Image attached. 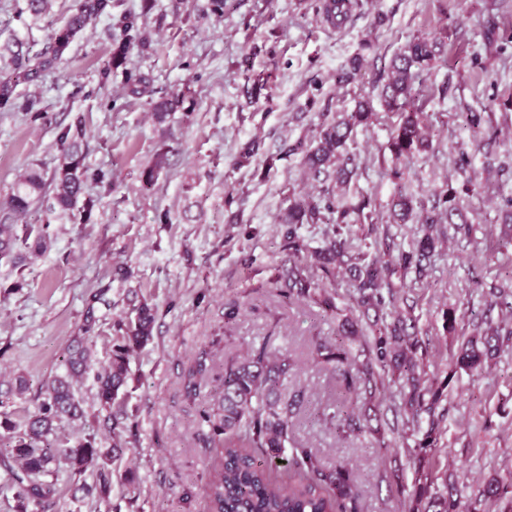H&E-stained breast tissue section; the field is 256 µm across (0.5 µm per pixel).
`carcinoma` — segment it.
Here are the masks:
<instances>
[{"mask_svg": "<svg viewBox=\"0 0 512 512\" xmlns=\"http://www.w3.org/2000/svg\"><path fill=\"white\" fill-rule=\"evenodd\" d=\"M355 3L352 0H323L322 14L332 23L342 24ZM102 17L112 18V0H77L66 22L56 29L41 50L33 53L27 44L15 38L0 48V61L6 72L0 75V109L17 99L16 87L21 83H38L50 74L86 26ZM122 38L112 47L109 60L99 71L101 82L116 75L131 96L146 92V79L127 67V54L134 42L146 46L139 16L122 14L116 21ZM444 52V43L435 38L415 37L391 59L382 99L385 110L399 116L390 128L389 150L392 173L397 166L415 155L434 150L424 112L425 100L419 86L436 56ZM361 55L352 57L336 73V82H354L364 68ZM178 91L154 104L159 120L177 110L185 101ZM374 115L370 97L356 102L350 112L322 119L308 142L284 144L282 150L301 154V163L309 175L326 184L322 194L307 200L295 195L285 197L279 216L288 250V268L276 282L278 295L289 301L327 303L325 280L336 268L353 272L354 315L337 326L336 336L320 340L313 346L322 368L339 381L335 400L321 412L320 419L331 427L338 440L369 435L370 444L386 446L384 419L371 425V414L381 406V393L386 384L399 388L401 403L396 411L402 429L418 431L426 428L417 443L420 454L437 457L442 424L449 408L442 405V394L426 387L423 367L417 357L421 341L413 332L414 305L401 293L404 285L392 277L400 270L412 271L414 281L427 276L426 260L437 248L443 222L455 224L456 232L469 233L468 220L456 195L436 191L428 203L417 200L409 188L398 185L393 196L388 222L408 224L421 212L420 231L404 249L383 231L374 237L370 248L353 244L351 224H369L378 232L370 198L351 196L346 187L359 176L360 163L351 151L355 129L368 123ZM60 152L58 164L50 179L32 169L12 187L5 205L7 216L25 213L33 201L47 200L44 224L18 225L0 223V259L10 258L19 247L44 253L51 244L52 221L71 215L82 224L92 223L97 199L84 192L89 182L102 184L106 175L92 171L84 163L80 126L62 128L57 134ZM326 221L329 229L317 245L301 233L305 224ZM111 288L91 291L85 301L80 335L73 338L64 357V372L47 381L40 394L37 412L17 420L10 412H0V436L11 442L10 451L0 455V472L5 484L22 489L16 498L15 512H31L29 504L41 501L51 509L57 489L55 464L64 463L72 475L82 476L94 467L97 480L82 483L77 490L87 496L107 499L112 490L111 461L122 455V434L128 430L129 415L122 404L130 379L131 363L138 351L153 340L157 309L146 300L133 306L132 314L113 321L112 346L107 360L95 376L96 401L106 412L105 423L112 431V447L97 446L95 438L77 437L60 440L58 424L75 423L84 418V409L74 392V380L92 366L95 357L93 334L103 319L102 310L112 309ZM374 315H369V312ZM486 329L481 337L463 340L453 364L465 372L475 371L495 358L503 346L512 344V327L483 320ZM209 352H200L196 364L186 375L188 396L197 395V378L207 372ZM297 362L286 350L274 349L266 336L257 346L242 355L224 361L218 375L220 391L212 403L201 407L199 416L208 427L204 436L207 447L215 449V461L209 471L207 497L209 512H359L358 495L353 490L351 468L340 463L327 467L318 453L297 437L300 414L308 403V392L301 388L292 392L284 388ZM287 462L289 481L276 475L278 461ZM433 468L419 469L414 480V493L425 502L424 512H461V501L455 486L443 494L431 493ZM512 492V483L489 480L481 490L487 502Z\"/></svg>", "mask_w": 512, "mask_h": 512, "instance_id": "1", "label": "carcinoma"}]
</instances>
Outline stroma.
I'll return each instance as SVG.
<instances>
[{"mask_svg":"<svg viewBox=\"0 0 512 512\" xmlns=\"http://www.w3.org/2000/svg\"><path fill=\"white\" fill-rule=\"evenodd\" d=\"M316 2L226 0L218 17L210 0H113V15L133 12L143 24L148 44L131 45L127 65L147 77L149 98L129 96L117 78L101 84L98 70L121 38L101 18L73 42L53 73L19 86L31 111L0 109V202L25 170L53 172L61 126L81 124L85 165L112 177L111 189L85 187L99 199L93 223L54 221L45 253L0 260V387L20 378L27 383L23 395L12 396L9 411L35 410L41 386L61 369L90 291L112 288V310L94 333L101 362L112 344L113 319L129 313L135 297L158 307L154 338L127 386L128 448L111 465V499H74L75 484L63 466L59 512H208L213 454L199 439L197 411L214 395L215 369L266 334L300 357L295 384L311 390L314 411L322 410L332 383L311 357L310 340L335 335L350 306L352 276L336 270L330 304L279 302L273 281L288 257L277 222L283 199L320 190L299 156L280 148L310 138L321 113L352 110L392 56L413 37L428 34L443 37L445 53L426 84L451 83L448 97H429L425 107L435 151L402 164L401 179H394L388 173L393 117L377 109L354 136L362 171L353 191L370 196L383 213L400 181L423 196L447 185L461 188L466 176L453 158L462 149L475 156L479 189L459 199L472 232L445 225L429 275L409 298L424 343L426 384L450 407L436 485L457 483L466 501L477 503L476 512H512L511 493L495 503L477 500L489 479L512 478V348L472 374L455 370L450 361L464 335L475 332L474 312L488 311L495 322L511 314L491 305L472 280L512 286V262L495 250L505 231L503 200L512 196V177L497 171L501 162L512 163V0H360L339 26L317 15ZM74 6L75 0H53L50 12L36 18L19 13L17 0H0V46L18 37L41 49ZM366 41L372 44L367 51L361 48ZM361 52L367 57L363 78L337 84V69ZM476 53L483 69L471 65ZM247 60L270 77L266 98L253 105L243 93ZM185 86L191 99L157 123L149 100ZM470 109L489 113L497 136L492 152L478 147L464 124L461 114ZM253 139L260 143L258 154L236 166ZM162 150L168 165L146 182ZM119 267L128 277L116 276ZM234 301L240 312L225 322L224 309ZM205 346L211 349V371L193 400L185 393V373ZM95 375L88 369L76 385L84 420L64 425L60 433L92 434L107 447L112 435L94 401ZM298 434L327 466L348 463L362 512H413L412 499L388 481L397 466L404 469L405 484L415 478L417 459L407 454L400 435L388 434V447L380 449L365 436L337 441L314 421ZM131 468L140 477L133 494L121 483Z\"/></svg>","mask_w":512,"mask_h":512,"instance_id":"1","label":"stroma"}]
</instances>
